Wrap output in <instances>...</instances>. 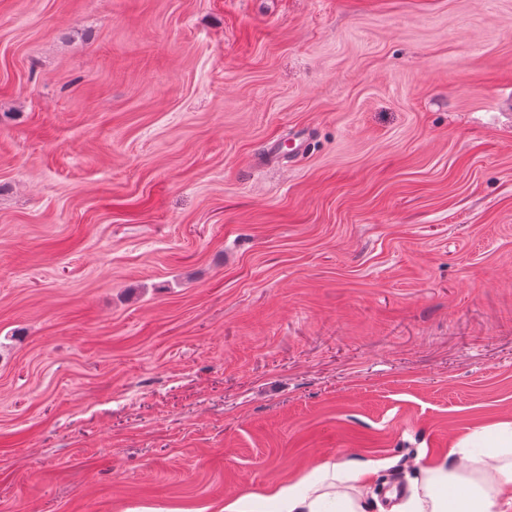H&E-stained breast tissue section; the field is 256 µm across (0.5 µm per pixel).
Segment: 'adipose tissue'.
Wrapping results in <instances>:
<instances>
[{
  "label": "adipose tissue",
  "mask_w": 512,
  "mask_h": 512,
  "mask_svg": "<svg viewBox=\"0 0 512 512\" xmlns=\"http://www.w3.org/2000/svg\"><path fill=\"white\" fill-rule=\"evenodd\" d=\"M476 438L479 447L463 442L455 449V470L439 461L424 466V480L413 486L400 512H512V461L498 460L512 447V426L502 424ZM363 481V473L326 462L276 487L270 498L277 512H366Z\"/></svg>",
  "instance_id": "1"
}]
</instances>
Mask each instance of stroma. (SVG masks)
Returning a JSON list of instances; mask_svg holds the SVG:
<instances>
[{
	"label": "stroma",
	"instance_id": "obj_1",
	"mask_svg": "<svg viewBox=\"0 0 512 512\" xmlns=\"http://www.w3.org/2000/svg\"><path fill=\"white\" fill-rule=\"evenodd\" d=\"M508 94L512 0H0V512L512 422Z\"/></svg>",
	"mask_w": 512,
	"mask_h": 512
}]
</instances>
